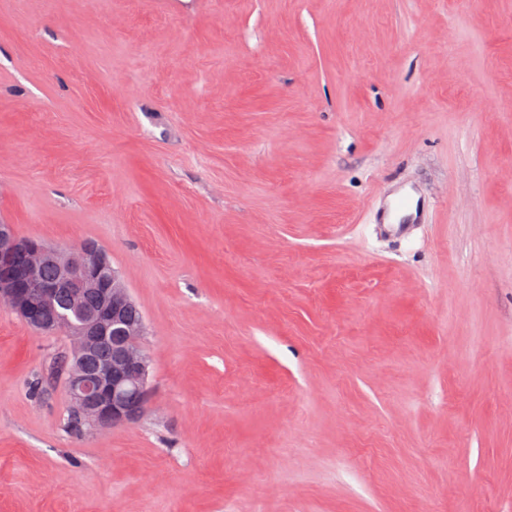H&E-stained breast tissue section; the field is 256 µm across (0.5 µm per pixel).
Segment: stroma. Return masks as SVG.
<instances>
[{
    "mask_svg": "<svg viewBox=\"0 0 512 512\" xmlns=\"http://www.w3.org/2000/svg\"><path fill=\"white\" fill-rule=\"evenodd\" d=\"M1 222L107 253L151 395L72 434L0 308V512H512V0H0Z\"/></svg>",
    "mask_w": 512,
    "mask_h": 512,
    "instance_id": "stroma-1",
    "label": "stroma"
}]
</instances>
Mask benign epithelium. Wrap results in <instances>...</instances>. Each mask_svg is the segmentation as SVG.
Returning a JSON list of instances; mask_svg holds the SVG:
<instances>
[{
	"label": "benign epithelium",
	"mask_w": 512,
	"mask_h": 512,
	"mask_svg": "<svg viewBox=\"0 0 512 512\" xmlns=\"http://www.w3.org/2000/svg\"><path fill=\"white\" fill-rule=\"evenodd\" d=\"M53 263L58 276L48 281L42 267ZM0 307L17 313L34 330L65 331L72 339L70 363L63 382L77 413L93 429L125 426L143 414L149 395L150 361L142 345L143 323L126 319L131 295L96 243L83 242L66 250L51 249L41 241L18 236L12 225H0ZM67 289L73 307L82 308L86 289L97 293L98 303L77 321L52 322L57 293ZM122 340L113 345L112 358L85 367L97 344L116 331Z\"/></svg>",
	"instance_id": "1"
}]
</instances>
